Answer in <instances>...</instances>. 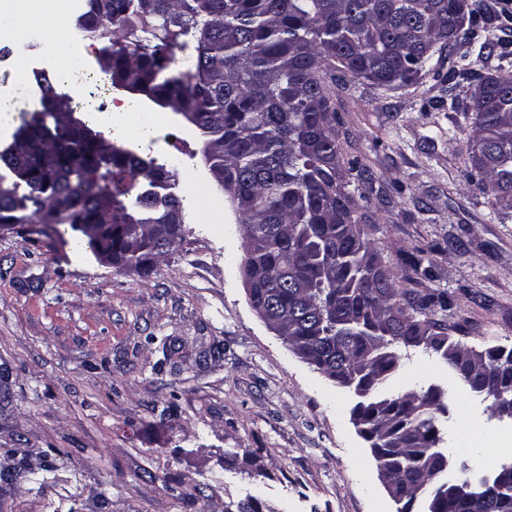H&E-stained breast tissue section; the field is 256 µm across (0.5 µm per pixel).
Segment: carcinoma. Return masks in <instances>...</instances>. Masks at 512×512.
Instances as JSON below:
<instances>
[{
	"instance_id": "obj_1",
	"label": "carcinoma",
	"mask_w": 512,
	"mask_h": 512,
	"mask_svg": "<svg viewBox=\"0 0 512 512\" xmlns=\"http://www.w3.org/2000/svg\"><path fill=\"white\" fill-rule=\"evenodd\" d=\"M457 0H84L75 26L106 40L111 88L139 86L152 97L180 100L194 113L203 154L224 171V194L238 214L256 292L268 315L303 348L307 364L340 388L365 384L351 412L371 449L378 476L421 512H512V456L490 471L448 480L451 395L443 384L384 390L400 367V349L436 358L467 393L486 399L495 386L512 399V360L489 348L465 349L458 326L429 317L448 311L445 292L420 293L395 282L366 238L346 191L366 169L344 158L336 134L329 81L339 70L353 79L393 87L411 81L436 52L472 43L495 20L485 0H471L468 22ZM190 47L178 57L172 48ZM467 110L474 129L471 184L512 212V75L476 77ZM40 98L20 129L60 144L70 163L27 179L28 153L0 152V224H108L102 199L123 222L149 232L183 214L165 186L164 164L126 150L100 155L82 130L58 131L53 112H74L66 87L43 72L25 79Z\"/></svg>"
}]
</instances>
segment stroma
<instances>
[{"label":"stroma","mask_w":512,"mask_h":512,"mask_svg":"<svg viewBox=\"0 0 512 512\" xmlns=\"http://www.w3.org/2000/svg\"><path fill=\"white\" fill-rule=\"evenodd\" d=\"M497 19L505 46L456 47L476 73L512 71V0ZM48 37L31 32L0 52V149L38 98L18 59L65 82L104 130L113 101L151 106L96 74L99 40L75 35L79 72L59 69ZM447 54L409 84L337 76L332 100L346 158L370 177L348 188L395 280L419 251L433 264L422 292H447L458 340L512 347V220L469 185L464 162L470 85L449 89ZM157 163L176 160L184 240L150 276L98 262L69 225L40 219L0 232V461L22 471L0 484V512H225L251 497L261 512H396L367 442L350 421L353 393L292 353L252 309L240 273L237 215L212 179L195 127L176 114L148 134L118 137ZM224 355L209 358L212 347ZM447 379L419 350L404 352L393 388ZM448 446L471 471L512 452V424L491 403L451 387ZM483 434L473 456L466 437Z\"/></svg>","instance_id":"stroma-1"}]
</instances>
